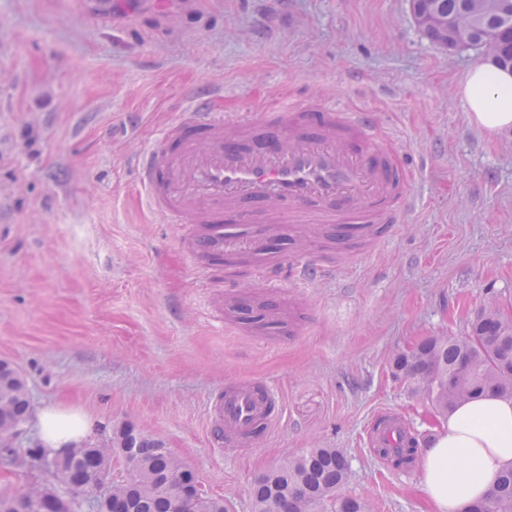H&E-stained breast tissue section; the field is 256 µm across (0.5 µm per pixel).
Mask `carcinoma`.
<instances>
[{
	"label": "carcinoma",
	"instance_id": "obj_1",
	"mask_svg": "<svg viewBox=\"0 0 512 512\" xmlns=\"http://www.w3.org/2000/svg\"><path fill=\"white\" fill-rule=\"evenodd\" d=\"M497 18L475 20L469 15L471 0H412L413 13L433 7L450 22L468 28V44L495 41L500 50L498 65L512 64V0ZM470 341L453 333L428 337L418 343L412 357L402 351L391 365L409 383L411 394L430 404L438 413L453 411L463 400L486 391L512 397V319L502 315L497 303L482 306L471 323ZM466 367L457 383L440 378ZM30 410L23 389L14 388L0 401V426L25 421ZM117 455L134 454L144 474L128 473L113 484L118 512L131 501L135 512H204L205 506L181 499L161 486L159 476L178 464L160 450V441L142 433L128 435ZM375 452L394 468H407L418 453L417 443L394 453ZM348 459L339 448H313L299 457L282 460L262 474L252 490L254 512H370L369 504L345 492L349 478ZM10 512H42L38 490L25 492ZM466 512H512V467L505 470L486 498Z\"/></svg>",
	"mask_w": 512,
	"mask_h": 512
}]
</instances>
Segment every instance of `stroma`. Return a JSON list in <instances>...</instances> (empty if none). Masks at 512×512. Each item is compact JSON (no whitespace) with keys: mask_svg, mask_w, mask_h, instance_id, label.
I'll use <instances>...</instances> for the list:
<instances>
[{"mask_svg":"<svg viewBox=\"0 0 512 512\" xmlns=\"http://www.w3.org/2000/svg\"><path fill=\"white\" fill-rule=\"evenodd\" d=\"M483 59L430 42L410 0H0V360L31 396L0 495L53 483L31 451L36 412L59 406L96 444L128 425L159 439L228 512L311 448L344 451L345 491L372 512H432L420 467L387 468L365 428L388 408L434 441L443 418L392 356L467 333L489 297L512 318V129L479 128L459 94ZM191 96L229 119L309 100L372 113L419 167L415 206L302 288L257 287L246 262L200 270L129 165ZM229 280L255 315L292 299L300 320L225 319ZM246 377L281 391L283 419L258 447H215L207 399Z\"/></svg>","mask_w":512,"mask_h":512,"instance_id":"stroma-1","label":"stroma"}]
</instances>
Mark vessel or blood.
<instances>
[{"mask_svg":"<svg viewBox=\"0 0 512 512\" xmlns=\"http://www.w3.org/2000/svg\"><path fill=\"white\" fill-rule=\"evenodd\" d=\"M132 167L148 207L180 227L179 244L199 268L247 254L263 283L284 270L305 282L338 270L316 255L284 267L257 241L269 225H299L304 237L332 248L373 249L414 204L416 170L380 144L371 113L314 102L276 107L258 122L227 120L209 103L194 102ZM282 415L271 383L235 379L210 394L208 433L227 448H254ZM367 435L371 447H394L407 429L387 410L371 418Z\"/></svg>","mask_w":512,"mask_h":512,"instance_id":"vessel-or-blood-1","label":"vessel or blood"}]
</instances>
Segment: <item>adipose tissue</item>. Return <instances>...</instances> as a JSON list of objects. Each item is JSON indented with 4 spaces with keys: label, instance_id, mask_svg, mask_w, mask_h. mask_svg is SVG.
Instances as JSON below:
<instances>
[{
    "label": "adipose tissue",
    "instance_id": "1",
    "mask_svg": "<svg viewBox=\"0 0 512 512\" xmlns=\"http://www.w3.org/2000/svg\"><path fill=\"white\" fill-rule=\"evenodd\" d=\"M469 118L487 132L512 127V72L473 65L459 90ZM40 442L53 454L81 442L93 423L80 412L51 406L37 415ZM512 466V397L487 392L455 408L445 434L423 452L422 486L434 512H464L483 500Z\"/></svg>",
    "mask_w": 512,
    "mask_h": 512
}]
</instances>
